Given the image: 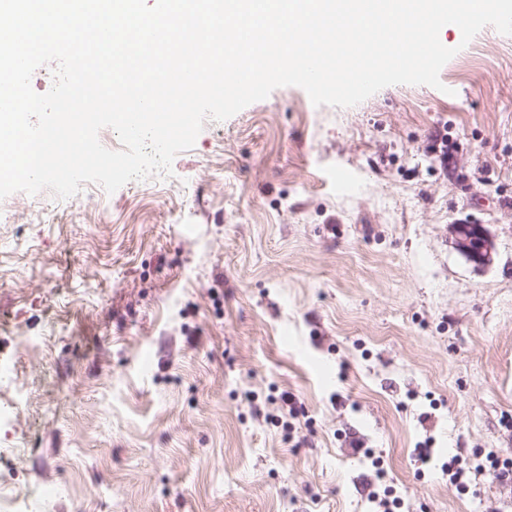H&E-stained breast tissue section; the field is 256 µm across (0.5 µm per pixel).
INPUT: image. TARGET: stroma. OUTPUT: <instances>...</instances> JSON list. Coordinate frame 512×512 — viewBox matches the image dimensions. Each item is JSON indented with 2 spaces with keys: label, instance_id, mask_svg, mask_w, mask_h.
I'll list each match as a JSON object with an SVG mask.
<instances>
[{
  "label": "stroma",
  "instance_id": "stroma-1",
  "mask_svg": "<svg viewBox=\"0 0 512 512\" xmlns=\"http://www.w3.org/2000/svg\"><path fill=\"white\" fill-rule=\"evenodd\" d=\"M444 39L442 89L279 87L171 176L0 200V487L36 512H512L485 468L512 461V36ZM452 230L455 235V244L469 261L478 266H489L492 264V245L488 235L481 224H454ZM479 238L480 247L472 249L470 241Z\"/></svg>",
  "mask_w": 512,
  "mask_h": 512
}]
</instances>
